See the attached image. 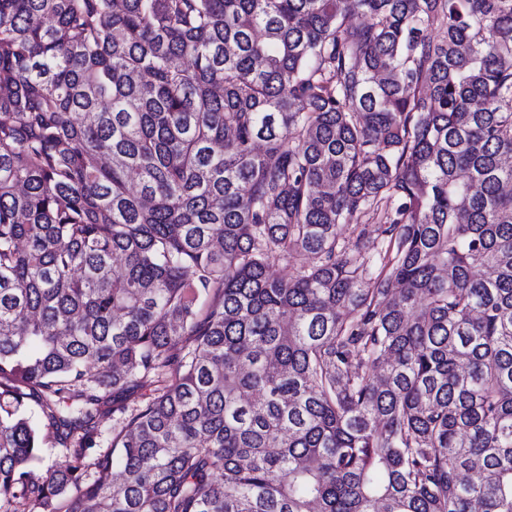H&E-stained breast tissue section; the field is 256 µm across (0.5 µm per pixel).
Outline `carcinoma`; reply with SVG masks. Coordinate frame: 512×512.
Wrapping results in <instances>:
<instances>
[{
	"mask_svg": "<svg viewBox=\"0 0 512 512\" xmlns=\"http://www.w3.org/2000/svg\"><path fill=\"white\" fill-rule=\"evenodd\" d=\"M0 512H512V0H0ZM41 430L45 436L44 443V461L40 473H44V470L56 463L63 460V447L58 443L56 439V430L52 427L49 421L42 417L41 419Z\"/></svg>",
	"mask_w": 512,
	"mask_h": 512,
	"instance_id": "obj_1",
	"label": "carcinoma"
}]
</instances>
